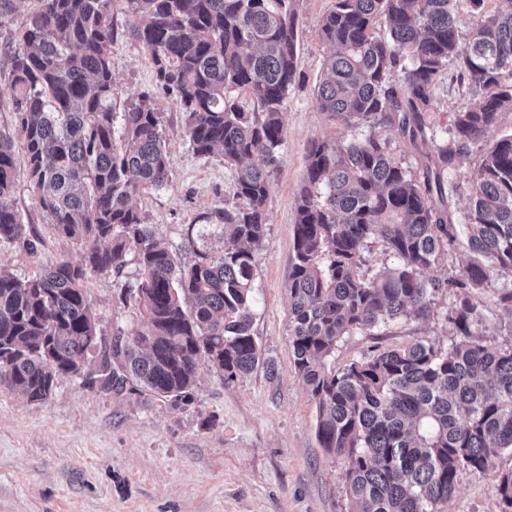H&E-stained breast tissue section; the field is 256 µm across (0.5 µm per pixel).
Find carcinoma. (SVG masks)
Returning a JSON list of instances; mask_svg holds the SVG:
<instances>
[{
	"label": "carcinoma",
	"instance_id": "1",
	"mask_svg": "<svg viewBox=\"0 0 512 512\" xmlns=\"http://www.w3.org/2000/svg\"><path fill=\"white\" fill-rule=\"evenodd\" d=\"M113 0H38L12 61L17 131L30 182L56 235L81 248L25 279L0 269V387L30 402L57 377L121 391L135 382L175 404L188 401L200 363L229 384L263 364L252 333L256 254L265 235L269 170L283 143V105L297 78V0H124L128 32L149 52L156 79L176 96L198 155L218 149L235 169L233 202L202 215L228 245L213 254L187 239L177 261L132 199L168 179L165 133L147 98L121 112L115 135L110 50ZM456 0H334L320 25L332 48L317 89L319 110L363 125L360 138L307 146L295 199L289 327L297 374L316 401L322 448L347 461L350 512H436L456 493L457 473L484 470L512 450V349L490 345L468 294L512 277V135L484 144L512 110V9L471 0L461 41ZM384 26H379V20ZM455 65L481 93L455 113L446 135L429 121L431 87ZM402 145L417 167L394 153ZM429 146V151L421 147ZM12 141L0 135V241H36L13 200ZM470 185L467 224L456 222L445 173ZM465 235L470 262L458 274L428 270ZM394 259L367 277L365 242ZM136 281L144 327L131 339L97 330L84 283L93 273ZM456 294L446 348L418 340L328 366L341 336L433 313L439 291ZM90 352L95 373L82 372Z\"/></svg>",
	"mask_w": 512,
	"mask_h": 512
}]
</instances>
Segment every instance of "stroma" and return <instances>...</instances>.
Instances as JSON below:
<instances>
[{
  "label": "stroma",
  "mask_w": 512,
  "mask_h": 512,
  "mask_svg": "<svg viewBox=\"0 0 512 512\" xmlns=\"http://www.w3.org/2000/svg\"><path fill=\"white\" fill-rule=\"evenodd\" d=\"M333 0H300L299 78L285 100L284 141L270 172L267 225L254 268L252 329L275 374L257 366L233 383L201 365L191 402L175 406L164 398L123 391L103 393L79 377L59 376L51 396L31 402L0 387V512H349L343 458L328 454L317 439V407L293 365L288 281L292 262L295 197L302 184L306 147L314 140L362 136L320 112L315 88L330 53L320 36ZM37 0H16L13 15L0 23V133L13 135L16 210L41 242L29 252L0 242V266L19 277L45 269L56 259L79 261L80 248L55 235L29 182L22 140L14 136L16 112L10 86L12 56L22 46L21 30ZM111 48L113 100L148 96L166 134L168 181L134 198L155 235L185 257L187 229L201 214L232 200L234 171L221 152L195 155L183 133L175 94L157 82L149 52L129 38L123 0H114ZM430 122L448 127L456 112L476 97L455 71L431 89ZM125 277L91 274L87 297L104 335L116 328L142 327L141 312L123 303ZM512 289L505 277L478 288L470 302L482 315L488 341L512 348V310L501 295ZM456 296L442 294L426 320H402L370 334L342 336L329 358L336 368L370 350L397 348L418 340L440 347L454 330L446 316ZM512 471V452L493 466L457 474V491L441 512H503L495 487Z\"/></svg>",
  "instance_id": "obj_1"
}]
</instances>
